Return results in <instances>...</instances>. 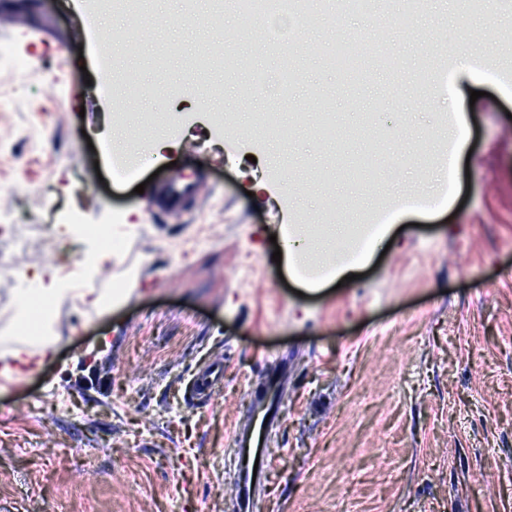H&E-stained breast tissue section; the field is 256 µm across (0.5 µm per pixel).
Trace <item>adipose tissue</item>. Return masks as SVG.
Masks as SVG:
<instances>
[{"label": "adipose tissue", "instance_id": "adipose-tissue-1", "mask_svg": "<svg viewBox=\"0 0 512 512\" xmlns=\"http://www.w3.org/2000/svg\"><path fill=\"white\" fill-rule=\"evenodd\" d=\"M380 228L375 224H290L284 229L282 259L296 274L302 287L319 288L327 280L348 276L363 260L362 248L378 237ZM36 288L23 292L16 317H26L35 307L52 309L63 303L91 302L100 311L107 312L122 302V292L87 297L74 288H60L37 274ZM50 320H43L39 337L10 333L0 336V374L11 373L12 363L22 361L31 348L51 352L57 347Z\"/></svg>", "mask_w": 512, "mask_h": 512}]
</instances>
